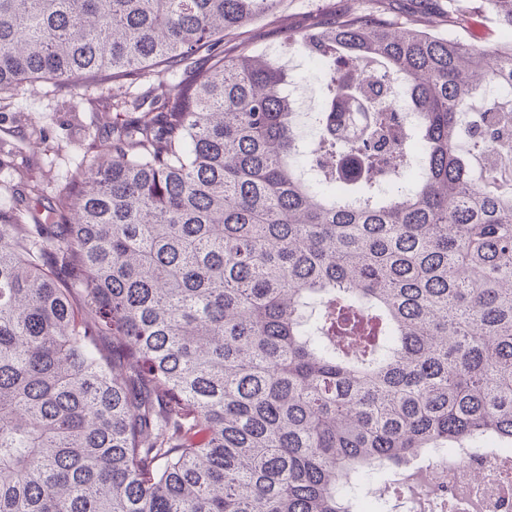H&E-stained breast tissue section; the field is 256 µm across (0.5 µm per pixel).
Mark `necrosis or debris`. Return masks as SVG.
I'll return each mask as SVG.
<instances>
[{
    "mask_svg": "<svg viewBox=\"0 0 512 512\" xmlns=\"http://www.w3.org/2000/svg\"><path fill=\"white\" fill-rule=\"evenodd\" d=\"M390 512H512V449L434 451Z\"/></svg>",
    "mask_w": 512,
    "mask_h": 512,
    "instance_id": "obj_1",
    "label": "necrosis or debris"
}]
</instances>
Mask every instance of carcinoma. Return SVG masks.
Wrapping results in <instances>:
<instances>
[{"label": "carcinoma", "mask_w": 512, "mask_h": 512, "mask_svg": "<svg viewBox=\"0 0 512 512\" xmlns=\"http://www.w3.org/2000/svg\"><path fill=\"white\" fill-rule=\"evenodd\" d=\"M283 2L0 0V95L157 78L46 222L0 200V512H354L366 475L512 447V108L483 92L512 43L382 9L288 36L323 65L306 150L286 65L220 50Z\"/></svg>", "instance_id": "obj_1"}]
</instances>
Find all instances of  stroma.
<instances>
[{
  "label": "stroma",
  "instance_id": "1",
  "mask_svg": "<svg viewBox=\"0 0 512 512\" xmlns=\"http://www.w3.org/2000/svg\"><path fill=\"white\" fill-rule=\"evenodd\" d=\"M478 0H391L390 11L418 14L428 20L432 30H441V14L449 6L471 13ZM359 0H284L277 21L263 18L244 27L239 36L224 41L233 50L243 40L258 51L285 62L290 87L300 99L299 113L311 116L323 110L325 91L319 65L313 58L288 52L281 46L286 33L301 31L331 15L346 13ZM114 108L107 106L100 92L90 97L71 96L67 90L49 85H29L11 99L0 100V193L15 189L14 169L27 172L34 181L65 177L79 166L84 143L100 152L112 147Z\"/></svg>",
  "mask_w": 512,
  "mask_h": 512
}]
</instances>
